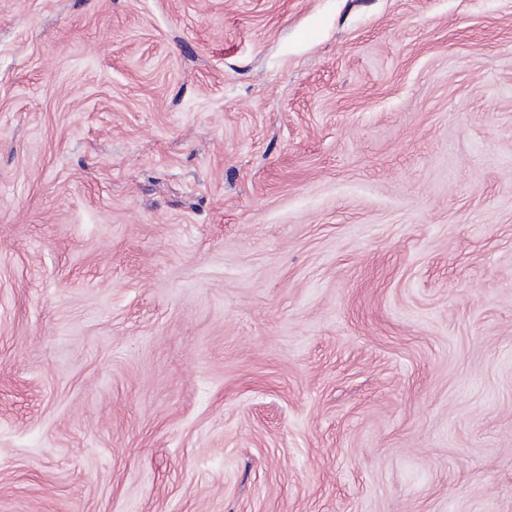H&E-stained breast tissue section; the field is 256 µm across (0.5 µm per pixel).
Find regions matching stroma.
<instances>
[{
  "instance_id": "1",
  "label": "stroma",
  "mask_w": 512,
  "mask_h": 512,
  "mask_svg": "<svg viewBox=\"0 0 512 512\" xmlns=\"http://www.w3.org/2000/svg\"><path fill=\"white\" fill-rule=\"evenodd\" d=\"M0 512H512V0H0Z\"/></svg>"
}]
</instances>
